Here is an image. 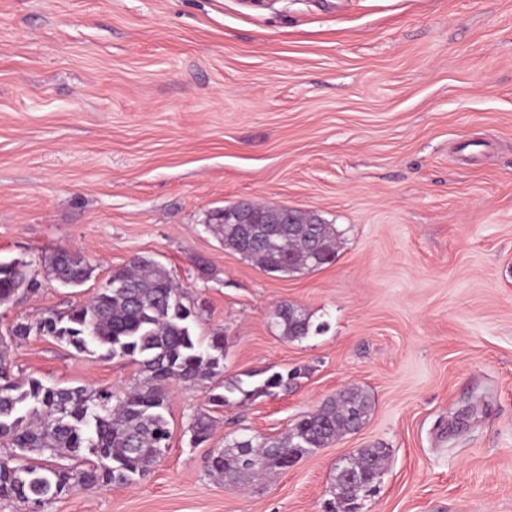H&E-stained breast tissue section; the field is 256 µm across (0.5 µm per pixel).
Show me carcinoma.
I'll return each mask as SVG.
<instances>
[{
    "label": "carcinoma",
    "mask_w": 512,
    "mask_h": 512,
    "mask_svg": "<svg viewBox=\"0 0 512 512\" xmlns=\"http://www.w3.org/2000/svg\"><path fill=\"white\" fill-rule=\"evenodd\" d=\"M253 208L261 236L245 244L242 225L224 210L211 220L222 232L224 247L256 262L269 273L316 270L335 260L337 231L326 222L308 224V214L270 206ZM46 276L65 286H80L93 267L81 253L58 251L43 258ZM39 271L18 259H0V304L39 287ZM186 293L157 262L133 258L112 272L106 286L85 303L65 312L48 310L34 325L20 322L11 331L21 341L31 333L48 335L77 353L99 358H128L141 379L116 392L91 387L60 388L29 376L16 378L8 359V343L0 337V500L23 504L27 512L75 489L125 486L150 473L168 448L165 416L169 386L199 384L224 370V336L216 332L203 342L193 335L195 317L184 303ZM272 323L290 341L320 333L306 310L281 303ZM299 372H273L257 380H229L223 391L210 390L208 407L197 410L188 430L195 443L208 441L218 407L286 390ZM372 409L371 397L351 386L295 421L280 437L241 436L224 440L209 457L211 474L246 484L288 467V449L308 455L362 426ZM387 460L383 448H362L336 468L333 490L323 512H346L345 484L377 483Z\"/></svg>",
    "instance_id": "carcinoma-1"
}]
</instances>
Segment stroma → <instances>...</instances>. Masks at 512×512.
Wrapping results in <instances>:
<instances>
[{
	"instance_id": "obj_1",
	"label": "stroma",
	"mask_w": 512,
	"mask_h": 512,
	"mask_svg": "<svg viewBox=\"0 0 512 512\" xmlns=\"http://www.w3.org/2000/svg\"><path fill=\"white\" fill-rule=\"evenodd\" d=\"M241 200L320 215L335 260L279 276L225 249L209 215ZM62 249L91 279L41 277L0 336L149 257L194 334L223 332L224 371L171 385L146 477L43 512H322L371 446L388 464L363 512H512V0H0V258ZM283 302L327 331L282 338ZM9 359L58 387L139 378L36 334ZM296 367L192 443L209 389ZM352 385L358 431L246 486L208 473L225 436L282 435Z\"/></svg>"
}]
</instances>
